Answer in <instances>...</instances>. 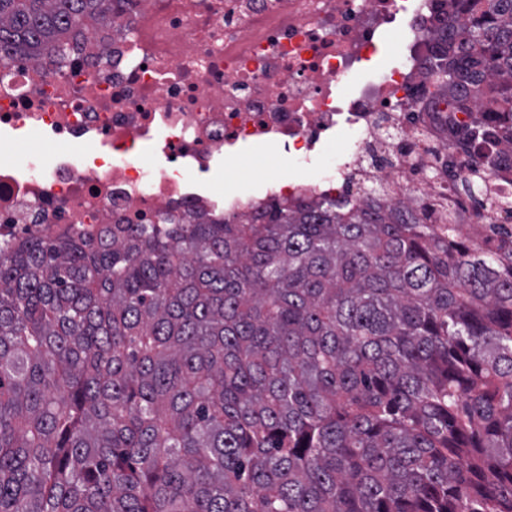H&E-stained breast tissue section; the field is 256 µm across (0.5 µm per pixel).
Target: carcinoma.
Here are the masks:
<instances>
[{
	"label": "carcinoma",
	"mask_w": 512,
	"mask_h": 512,
	"mask_svg": "<svg viewBox=\"0 0 512 512\" xmlns=\"http://www.w3.org/2000/svg\"><path fill=\"white\" fill-rule=\"evenodd\" d=\"M433 103L512 141V0H453ZM110 0H0V66ZM267 204L0 247V512H512V226Z\"/></svg>",
	"instance_id": "cac0c4a2"
}]
</instances>
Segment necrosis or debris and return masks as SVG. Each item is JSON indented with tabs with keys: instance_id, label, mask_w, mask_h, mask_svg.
Returning <instances> with one entry per match:
<instances>
[{
	"instance_id": "1",
	"label": "necrosis or debris",
	"mask_w": 512,
	"mask_h": 512,
	"mask_svg": "<svg viewBox=\"0 0 512 512\" xmlns=\"http://www.w3.org/2000/svg\"><path fill=\"white\" fill-rule=\"evenodd\" d=\"M450 0H112V21L71 32L67 59L0 69V142L69 144L0 165V245L107 224L253 215L256 191L203 185L225 159L276 153L282 200L405 201L425 223L512 222V144L479 191L467 117L430 105L423 50ZM398 51L384 65L389 35ZM336 178L292 174L333 137Z\"/></svg>"
}]
</instances>
